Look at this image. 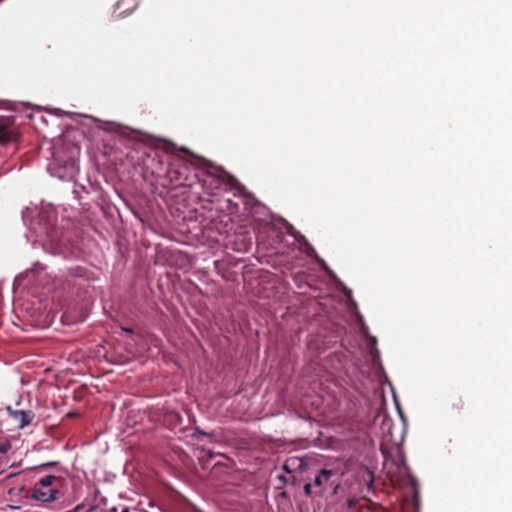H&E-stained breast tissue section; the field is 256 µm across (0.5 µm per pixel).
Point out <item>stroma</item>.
<instances>
[{
  "label": "stroma",
  "mask_w": 512,
  "mask_h": 512,
  "mask_svg": "<svg viewBox=\"0 0 512 512\" xmlns=\"http://www.w3.org/2000/svg\"><path fill=\"white\" fill-rule=\"evenodd\" d=\"M152 116L0 90V182L81 210L54 224L0 196V440L17 450L0 512H29L11 489L44 462L85 481L74 512H363L399 469L398 512H429L413 410L356 283L233 162ZM147 156L228 191L249 236L185 223ZM145 237L161 249L131 256ZM242 391L262 414L238 415Z\"/></svg>",
  "instance_id": "stroma-1"
}]
</instances>
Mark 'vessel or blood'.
Here are the masks:
<instances>
[{"label":"vessel or blood","mask_w":512,"mask_h":512,"mask_svg":"<svg viewBox=\"0 0 512 512\" xmlns=\"http://www.w3.org/2000/svg\"><path fill=\"white\" fill-rule=\"evenodd\" d=\"M14 494L29 505L31 512H64L76 496L77 487L63 471L44 466L34 470Z\"/></svg>","instance_id":"obj_1"}]
</instances>
